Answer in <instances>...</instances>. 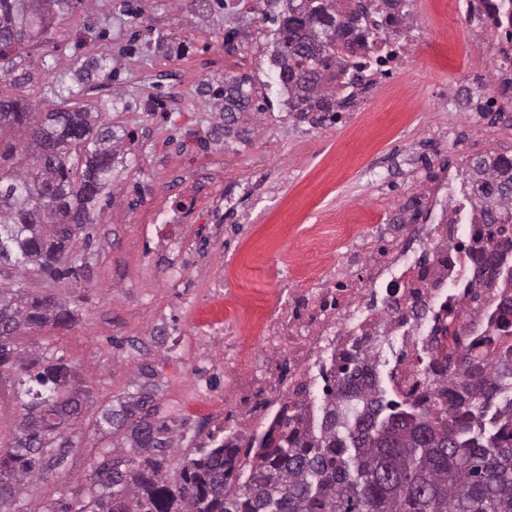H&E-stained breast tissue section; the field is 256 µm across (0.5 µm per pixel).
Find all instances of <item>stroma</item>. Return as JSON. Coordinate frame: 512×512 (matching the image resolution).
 Here are the masks:
<instances>
[{"label":"stroma","mask_w":512,"mask_h":512,"mask_svg":"<svg viewBox=\"0 0 512 512\" xmlns=\"http://www.w3.org/2000/svg\"><path fill=\"white\" fill-rule=\"evenodd\" d=\"M223 2L82 0L47 41L0 57V95L44 111L60 105L42 97L47 77L81 64L92 67L89 81L68 107L102 110L105 123L129 135L113 187L95 208L90 244H74L86 256L85 270L60 281L33 274L23 282L31 292L68 303L76 320L68 328L21 331L12 339L13 348L35 349L76 365L91 397L64 463L45 478L19 486L13 512H45L103 457L125 456L97 420L118 397L134 391L140 366L154 371L151 384L161 415L180 425L175 459L189 456L192 438L200 433L203 407L184 398L193 381L187 360L159 352L148 359L137 351L138 342L157 328L142 303L143 293L160 302L169 299L161 281L147 280L137 243L143 210L168 197L164 187L178 164L169 154L170 144L182 139L187 150L202 154L224 149L215 132L219 113L199 94L201 82L246 76L258 89L244 121L250 138L233 140L235 153L229 159L249 169L256 181L224 184L225 194L252 202L251 222L240 235L234 260L226 259L220 239L211 242L206 255L236 275L248 273L251 255L261 252L275 260L302 244L312 229L337 236L339 216L364 210L385 219L422 190L429 164L468 161L512 143V102L500 112L470 104L466 112L449 117L447 139L432 138L435 123L449 116L436 90L463 85L471 70L487 65L481 34L459 35L449 52L423 45L410 74L416 93L385 89L349 125L326 133L288 117L287 92L270 60L285 0L274 5L258 0L254 13L239 15L225 13ZM103 55L110 59L107 74L94 69ZM163 69L180 73V83L159 84ZM23 72L30 73V83L16 84L15 76ZM286 153L296 159L287 187L275 197L263 194L258 179L270 175Z\"/></svg>","instance_id":"35a3bbf8"}]
</instances>
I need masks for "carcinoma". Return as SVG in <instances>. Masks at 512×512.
Masks as SVG:
<instances>
[{"instance_id": "carcinoma-1", "label": "carcinoma", "mask_w": 512, "mask_h": 512, "mask_svg": "<svg viewBox=\"0 0 512 512\" xmlns=\"http://www.w3.org/2000/svg\"><path fill=\"white\" fill-rule=\"evenodd\" d=\"M72 3L0 0V57L47 38ZM286 3L274 62L288 111L318 125L336 111V87L360 82L359 70L370 64L351 61L357 43L383 37L377 28L358 33L366 5L347 12L342 0ZM43 88L63 102L73 94L62 76ZM200 94L235 123L255 91L243 76L203 82ZM12 129L24 130L26 140L0 151V271L8 280L0 286V377L13 373L22 414L12 443L0 448V512H11L16 487L60 465L74 447L68 430L90 397L74 386V365L8 346L23 327L66 328L75 320L68 304L31 294L11 276L54 280L82 269L85 256L69 245L80 237L89 244L87 229L112 187L124 139L85 109L38 113L0 96V133ZM473 164L488 194L512 207V177L481 158ZM481 214L503 232V212L485 204ZM502 260L503 252L482 250L485 273L496 274ZM368 363L360 354L344 359L317 429L286 417L245 469L209 434L174 481L163 474L164 450L174 447L177 430L157 417L154 390L139 385L99 419L121 434L129 455L94 467L88 498L74 492L46 512H512V363L460 362L438 380L436 399L410 403L385 400Z\"/></svg>"}]
</instances>
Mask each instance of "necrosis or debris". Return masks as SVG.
Wrapping results in <instances>:
<instances>
[{
    "mask_svg": "<svg viewBox=\"0 0 512 512\" xmlns=\"http://www.w3.org/2000/svg\"><path fill=\"white\" fill-rule=\"evenodd\" d=\"M372 15L388 35L396 70L415 66L419 48L407 37V14L381 4ZM509 15L512 0H448V24L428 33L443 43L461 30H485L492 35L486 55L498 58L512 54ZM223 171L220 160L211 167L187 163L169 183L208 200L210 239L226 228L235 235L242 230L238 221L224 219ZM484 194L471 164L433 165L424 192L384 223L343 217L345 260H337L335 244H326L318 268L297 277L293 268L303 256L291 253L274 269L282 285L266 289L248 341L236 319H225L219 337L213 322L198 316L202 298L190 272L202 268L203 259L197 244L181 232L192 208L180 202L146 209L143 237L168 235L152 257L173 294L169 306H151L150 313L156 319L168 313L191 319L189 328L172 334L176 351L187 354L195 376L192 395L212 403L206 429L223 434L225 446L245 460L253 439L278 428L286 403L314 412L318 381L332 380L343 359L359 348L370 354L371 367H378L382 341L391 336L401 338L405 353L395 359L388 380L393 393L407 399L431 396L428 361L446 347L449 327L462 329L460 343L473 354L502 353L512 343V318L501 307L512 285L488 279L476 262V250L488 238L477 206Z\"/></svg>",
    "mask_w": 512,
    "mask_h": 512,
    "instance_id": "necrosis-or-debris-1",
    "label": "necrosis or debris"
}]
</instances>
